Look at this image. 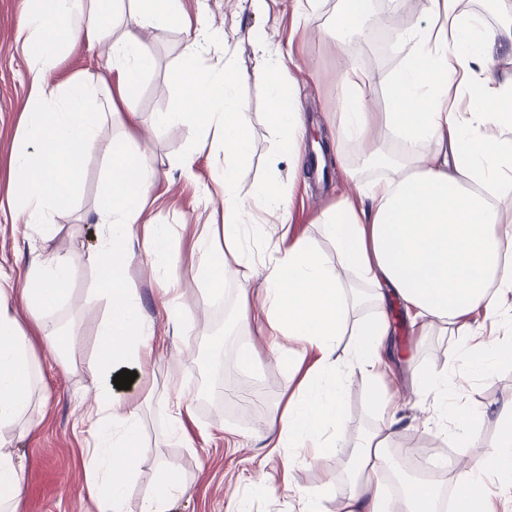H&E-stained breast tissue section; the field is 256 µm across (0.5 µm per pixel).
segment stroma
<instances>
[{
	"label": "stroma",
	"mask_w": 512,
	"mask_h": 512,
	"mask_svg": "<svg viewBox=\"0 0 512 512\" xmlns=\"http://www.w3.org/2000/svg\"><path fill=\"white\" fill-rule=\"evenodd\" d=\"M339 0H268L266 11H256L251 0H184L189 19L204 15L207 23L224 35V49L239 67L253 70L263 60L288 62L294 80L295 102L307 136L322 133L334 137L339 119L337 92L325 75L336 67V51L324 39ZM377 16H385L387 25L367 21L350 34L345 51L352 61L366 65L372 75L368 93L377 110L386 107L388 79L400 66L403 55L397 46L382 48L384 33H397L413 26L420 17L421 0H373ZM22 0H0V199H6L13 184L9 180L10 161L22 135L21 116L26 110L29 65L17 39L24 22ZM187 32L179 26L144 34L155 59L129 100L131 110L144 120L158 112H170L179 105L178 88L170 75L181 62ZM269 45L267 56H260L257 39ZM50 81L66 85L79 79L90 83L112 82L110 49L106 43L88 44L78 40L66 47L48 72ZM249 114L252 149L243 165L240 180L250 190L259 180L275 175L290 188L283 233L263 247L264 260L252 270L230 279L223 288V309L236 312L241 292H248L250 305L260 303L257 287L266 273V259L277 250L300 238L315 240L322 249L330 242L321 226V214L336 201L356 192V181L369 182L385 175L381 166L366 162L355 143H347L341 158L332 160L328 176L310 174L306 161L292 162L281 146L279 133L266 118L268 92L250 81L239 89ZM193 132L177 124L165 128L145 145L146 164L160 169L161 177L151 191L148 208L152 223L171 225L179 263L173 280L181 295L185 313L169 318L162 307L159 262L143 251H136L128 269L127 281L136 298L154 323L163 345L146 362L148 375L131 398L141 405L142 437L140 452L147 464L135 475L130 495L139 500L152 486L151 461L163 459L177 467L186 480L187 490L172 512H235L245 502L250 512H299L298 502L289 497L284 479L319 494L325 512H332L334 500L345 479L344 462L328 456L318 464H303L287 469L285 458L267 448L262 431L282 406L296 384L294 372L276 358L267 342L238 329H225L224 319L207 303L208 286L197 271L194 240L183 232L186 224L221 223L219 200L209 198L214 180L224 165L218 153L202 152L193 163L191 174H184L180 160L186 154ZM109 171L101 156L85 158L79 182L70 206L52 216L53 233L42 240L39 229L25 227L22 218L0 214V287L10 292L15 314L35 348L42 368V385L50 395L48 402L33 400L37 425L17 441L26 473L23 512H97L86 488L83 465L89 446L79 424L76 406L81 393L92 391L93 379L88 360L100 344L101 325L108 313L105 297L98 290L89 253L97 250L101 230L96 213L103 203L104 183ZM48 247L74 257V271L65 287L64 298L48 313L50 321L71 334L65 351L44 348L22 299L26 288L18 269L27 266L35 249ZM391 353L393 375L389 388L405 400L404 433L397 447L439 448L443 441L435 426H423L422 403L410 386L414 372H435L447 366L452 336L441 335L438 328L420 330L413 326L401 307L392 313ZM228 332L224 347V386L233 388L247 383L254 399L239 405L222 393H212L208 401L197 394L199 353L207 337ZM249 344L251 358L241 366L240 344ZM182 396L190 405L183 420L184 435L170 433L166 411L169 398ZM464 404L485 409V417L474 426V437L491 446L498 433V409L512 401V366L502 368L494 377L465 382L461 391ZM346 424L353 436L368 433L383 420L381 411L369 398V379L355 373L347 384ZM265 471L271 480L269 490L253 491L251 478Z\"/></svg>",
	"instance_id": "stroma-1"
}]
</instances>
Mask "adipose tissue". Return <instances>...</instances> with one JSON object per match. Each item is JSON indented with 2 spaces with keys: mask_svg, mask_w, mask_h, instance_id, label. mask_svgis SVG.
Wrapping results in <instances>:
<instances>
[{
  "mask_svg": "<svg viewBox=\"0 0 512 512\" xmlns=\"http://www.w3.org/2000/svg\"><path fill=\"white\" fill-rule=\"evenodd\" d=\"M19 32L30 61L28 107L23 138L12 164L15 188L9 212L26 225L50 228L54 210L66 206L82 159L105 151L112 176L108 199L97 222L99 248L90 260L106 294L109 316L100 349L89 364L95 393L81 425L92 440L85 458L89 490L97 512H134L127 488L144 464L140 455L139 409L114 376L142 371V362L158 348L152 321L127 286L126 273L136 249L175 268L178 255L170 225L145 221L157 169L143 161L141 115L127 101L154 57L142 41L145 30L160 31L180 23L183 0H25ZM372 0H340L327 39L343 48L346 36L371 14ZM107 41L114 83L97 87L74 82L51 84L47 72L60 50L72 41ZM404 64L389 82L385 111H377L366 89L369 72L342 65L336 74L340 123L336 146L353 141L368 156L385 164L391 176L360 187L357 196L340 200L324 212V234L333 257L314 241L302 238L279 252L260 284L263 305L252 313L241 305L245 329L264 337L273 354L303 368L295 388L272 417L265 438L282 451L289 465L320 462L327 454L346 457L344 490L336 512H388L390 449L399 432L403 400L391 393L384 377V358L392 334L391 312L401 304L409 320L438 326L453 335L448 365L440 372L414 374L411 385L426 404L429 420L461 448L472 445L477 412L455 400L467 379H487L512 364V335L484 334L468 322L471 312L492 316L497 326L512 324V229L496 190L512 184V76L495 71L493 58L512 49V25L490 31L482 20L465 13L460 0H424L417 25L398 34ZM223 43L222 34L200 26L187 40L180 67L172 74L182 90L173 112H158L154 132L184 124L194 130L190 152L181 159L191 172L196 152L214 147L224 154L221 206L222 242L209 226L195 238L198 269L213 290L252 268L247 237H273L275 225L257 221V210L279 213L286 188L276 177L256 184L249 195L239 189L238 171L251 152L249 117L235 95L244 73L232 60L221 70L202 68L199 58ZM271 94L267 119L284 148L298 153L303 124L293 101L290 74L280 64L253 73ZM107 112L122 130L100 146L93 113ZM402 146L392 156L386 141ZM436 142L427 155L421 148ZM73 271L69 255L36 253L24 278V301L44 346L54 352L68 346L69 335L49 323L45 314L59 300ZM368 290L372 315L359 317L357 284ZM316 353L304 366L308 353ZM369 374L373 398L386 419L360 444L349 446L343 397L353 370ZM40 365L14 313L13 301L0 290V512H21L25 472L13 446L36 424L31 397ZM499 435L492 448L472 456L451 490V512H512V402L497 416ZM154 485L138 511L171 512L186 484L179 471L155 460Z\"/></svg>",
  "mask_w": 512,
  "mask_h": 512,
  "instance_id": "ef3b65f1",
  "label": "adipose tissue"
}]
</instances>
